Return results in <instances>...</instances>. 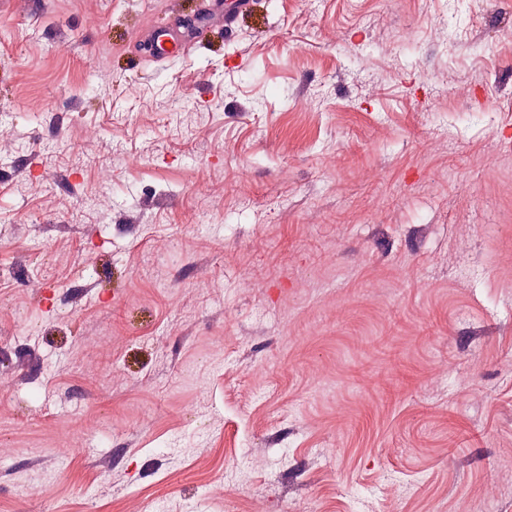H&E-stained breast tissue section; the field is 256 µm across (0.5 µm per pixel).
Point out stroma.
I'll return each mask as SVG.
<instances>
[{"label":"stroma","mask_w":512,"mask_h":512,"mask_svg":"<svg viewBox=\"0 0 512 512\" xmlns=\"http://www.w3.org/2000/svg\"><path fill=\"white\" fill-rule=\"evenodd\" d=\"M225 3L0 0V512H512V0Z\"/></svg>","instance_id":"1"}]
</instances>
